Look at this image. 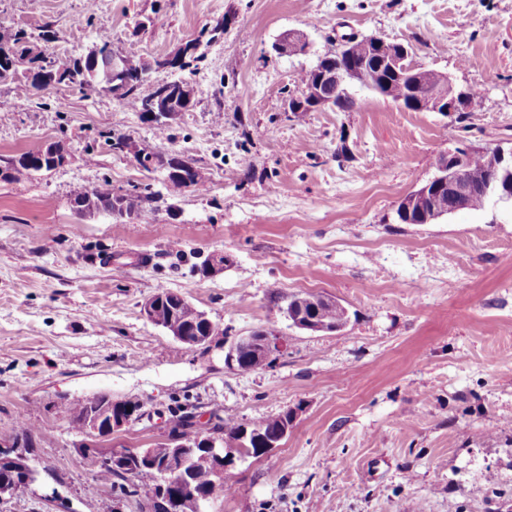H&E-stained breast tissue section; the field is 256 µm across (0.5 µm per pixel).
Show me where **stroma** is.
I'll return each instance as SVG.
<instances>
[{
    "mask_svg": "<svg viewBox=\"0 0 512 512\" xmlns=\"http://www.w3.org/2000/svg\"><path fill=\"white\" fill-rule=\"evenodd\" d=\"M219 20L167 143L111 94L61 85L39 105L0 84V167L51 142L69 152L0 179V441L28 430L36 471L0 512H147L97 477L85 446L154 447L177 405L204 422L293 418L278 448L228 467L209 512H512V204L433 224L396 215L449 150L512 147V0H0V29L52 25L54 52L73 57L107 31L151 62ZM288 30L308 53L272 51ZM349 35L407 41L416 63L478 90L479 107L463 126L355 85L349 111H287L296 76ZM110 133L192 160L204 191L147 203L132 223L80 216L75 195L102 181L162 188L105 145ZM213 252L230 256L224 270L194 272ZM162 289L224 335L190 350L149 322L141 305ZM301 293L339 301L346 327H292L284 311ZM258 329L283 352L228 368L231 341ZM91 396L144 415L90 440L61 409ZM55 146L60 147L65 151L61 144L56 142ZM55 146H52L50 149L51 153H53L54 166L52 165L53 160L49 158L47 154H44L42 147H40L10 159L8 167H6L7 173L3 176V179L19 180L29 178L35 173L48 172L62 166L67 162V155L58 153Z\"/></svg>",
    "mask_w": 512,
    "mask_h": 512,
    "instance_id": "1",
    "label": "stroma"
}]
</instances>
